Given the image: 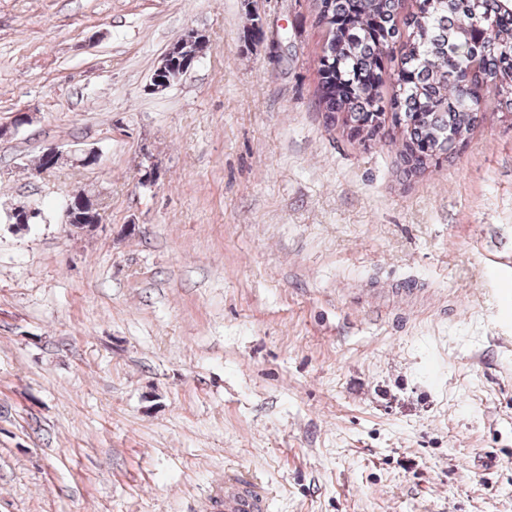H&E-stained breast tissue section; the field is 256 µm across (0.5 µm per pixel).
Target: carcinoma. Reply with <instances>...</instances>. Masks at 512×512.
Returning <instances> with one entry per match:
<instances>
[{"instance_id": "carcinoma-1", "label": "carcinoma", "mask_w": 512, "mask_h": 512, "mask_svg": "<svg viewBox=\"0 0 512 512\" xmlns=\"http://www.w3.org/2000/svg\"><path fill=\"white\" fill-rule=\"evenodd\" d=\"M316 2L326 33L316 60L326 125L373 140L390 109L405 177L450 156L487 110L512 115V0ZM396 51L390 72L384 62ZM187 54L169 49L158 69L176 77ZM388 82L395 92L386 104Z\"/></svg>"}]
</instances>
